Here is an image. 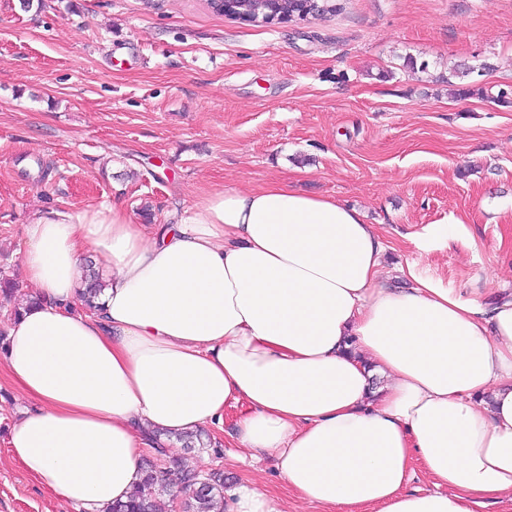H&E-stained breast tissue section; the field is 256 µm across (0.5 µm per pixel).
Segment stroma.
Masks as SVG:
<instances>
[{
	"label": "stroma",
	"instance_id": "stroma-1",
	"mask_svg": "<svg viewBox=\"0 0 512 512\" xmlns=\"http://www.w3.org/2000/svg\"><path fill=\"white\" fill-rule=\"evenodd\" d=\"M323 19L245 24L206 0H0V271L21 267L32 216L121 199L172 224L215 189L273 179L335 197L381 229L386 268L414 264L462 298L512 289V0H340ZM426 64L410 71L407 60ZM487 64L483 95L453 98ZM463 225L448 242L439 225ZM32 401L0 375V512H77L6 452ZM242 408L188 456L314 512L269 458L227 444Z\"/></svg>",
	"mask_w": 512,
	"mask_h": 512
}]
</instances>
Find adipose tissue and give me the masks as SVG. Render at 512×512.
Wrapping results in <instances>:
<instances>
[{
  "label": "adipose tissue",
  "instance_id": "1",
  "mask_svg": "<svg viewBox=\"0 0 512 512\" xmlns=\"http://www.w3.org/2000/svg\"><path fill=\"white\" fill-rule=\"evenodd\" d=\"M37 295L0 359L36 406L7 453L80 512L127 500L148 433L199 432L240 404L233 447L272 457L320 512H471L512 494V292L494 305L400 267L365 214L273 180L219 189L147 228L121 201L35 214ZM100 306L76 311L86 254ZM430 490L406 492L415 467ZM224 512H284L253 483Z\"/></svg>",
  "mask_w": 512,
  "mask_h": 512
}]
</instances>
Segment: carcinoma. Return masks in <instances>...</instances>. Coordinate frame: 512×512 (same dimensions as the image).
I'll return each instance as SVG.
<instances>
[{
    "label": "carcinoma",
    "mask_w": 512,
    "mask_h": 512,
    "mask_svg": "<svg viewBox=\"0 0 512 512\" xmlns=\"http://www.w3.org/2000/svg\"><path fill=\"white\" fill-rule=\"evenodd\" d=\"M84 290L80 300L83 308H96L95 298L103 287L101 275L93 269L83 273ZM143 481L124 502L112 506L109 512H161L158 496L169 483L185 492L183 512H224V474L212 472L206 482H198L202 473L184 461H175L166 471L146 460L142 464Z\"/></svg>",
    "instance_id": "cac0c4a2"
}]
</instances>
